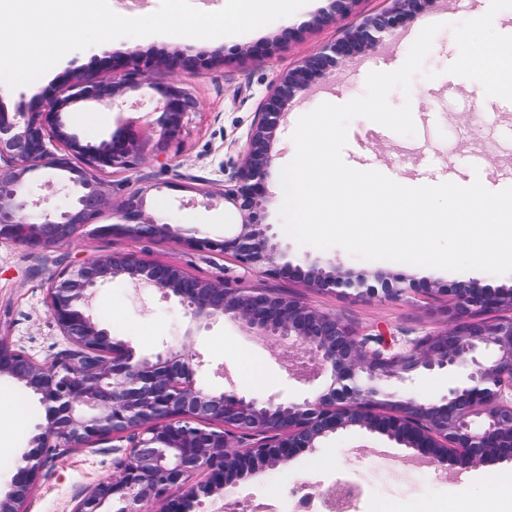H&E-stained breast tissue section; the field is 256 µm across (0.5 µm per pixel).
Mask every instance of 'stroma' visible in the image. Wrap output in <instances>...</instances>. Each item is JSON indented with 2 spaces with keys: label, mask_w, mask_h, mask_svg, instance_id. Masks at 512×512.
Listing matches in <instances>:
<instances>
[{
  "label": "stroma",
  "mask_w": 512,
  "mask_h": 512,
  "mask_svg": "<svg viewBox=\"0 0 512 512\" xmlns=\"http://www.w3.org/2000/svg\"><path fill=\"white\" fill-rule=\"evenodd\" d=\"M392 5V0H355L349 12L337 14L331 0H309L288 19L245 34L217 39L172 35L120 38L67 54L30 84L12 88L0 82V112H18L21 105L68 77L107 79L101 61L109 55L136 51L147 59H161V66L151 73L152 87L137 92V105L110 109L78 103L63 113L62 119L82 143L96 145L113 133L139 129L157 103L156 85L173 82L190 92L199 108L189 115L180 137L171 145L167 168L144 158L134 168L102 174L111 206L96 222L110 223L112 205L127 193L142 189L152 215L166 219L180 233L196 232L220 240L234 231L240 214L232 206L209 199L206 192L222 185L225 169L238 164L247 132L274 82L366 17ZM489 6L490 0H426L402 28L367 48L355 62L299 93L278 130L275 160L267 178L270 198L265 223L271 224L293 264L305 269L336 264L363 277L364 287L309 288L288 278L245 271L232 257L191 250L171 239L134 243L120 236L94 237L83 230L68 246L46 257L29 247L0 245V334L39 360L66 349L67 343L47 310L49 277L82 256L128 248L149 260L182 265L202 278L226 277L247 288L300 295L311 306L336 313L358 333L374 334L383 329L401 343L446 326V289L469 280L512 289V274L412 267L365 260L338 246L326 250L302 246L285 232L279 216L280 171L294 157L291 134L298 119L321 103L344 104L361 96L369 72L400 68L421 30L437 23L442 29L424 63L426 71L434 72V79L416 76L410 96L396 90L389 97L395 106L410 101L415 135L403 136L358 117L349 124L342 157L349 166L369 167L412 187L448 180L467 186L477 179L494 192L512 186V102L499 97L476 101L471 80L447 71L458 56L452 25L486 13ZM199 57L205 59V66H184V59ZM390 284L404 288V295L387 297L384 290ZM97 316L114 339L130 342L137 354L151 357L169 347L198 354L204 365L197 372V381L213 391H234L260 400L278 394L300 402L313 399L319 390L318 384L289 378L284 368L287 344L254 335L229 318L191 331L190 316L183 306L125 280L116 279L99 288ZM245 355L259 365V378L245 379L240 366ZM44 421L45 410L38 399L11 378L0 377L1 496L9 491L15 468ZM117 460L108 442L51 451L26 512H72L93 484L112 475ZM510 476L512 461L460 463L443 472L413 449L350 428L330 435L320 447L307 449L288 466L266 467L241 481L231 501L274 498L282 512H292L295 494L350 481L366 491L357 512H455L462 489L468 492L473 512H512L511 497L486 491L492 479Z\"/></svg>",
  "instance_id": "stroma-1"
}]
</instances>
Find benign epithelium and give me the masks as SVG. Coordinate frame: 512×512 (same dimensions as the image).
<instances>
[{"mask_svg":"<svg viewBox=\"0 0 512 512\" xmlns=\"http://www.w3.org/2000/svg\"><path fill=\"white\" fill-rule=\"evenodd\" d=\"M421 0H395V6L367 18L332 44L282 74L264 98L247 133L239 164L224 171V188L207 191L235 208L241 223L222 241L180 237L192 250H216L239 266L272 278L298 272L263 223L265 179L274 161L272 144L296 92L319 73H330L368 45L399 28ZM156 63L137 53L106 61L109 78L67 81L23 106L10 119L0 113V244L52 250L69 244L107 203L100 174L130 169L146 154L166 164V151L178 139L197 100L183 88H157L161 100L148 116L157 137L136 140L121 133L98 147L81 144L66 130L61 112L80 103L119 106L129 93L153 86ZM53 143L64 147L59 154ZM81 158L75 166L71 157ZM49 168L75 186L65 208L38 210L31 175ZM115 222L91 231L134 241L175 237L171 224L147 212L146 191H134L112 209ZM125 277L137 288H151L190 310L199 326L228 316L258 336L300 345L310 361L292 370L311 382L326 374L317 397L301 403L264 401L234 392L215 393L196 383L202 361L183 350L167 349L154 359L136 355L93 314L97 288ZM312 288H354L363 280L330 271L303 275ZM49 317L69 348L38 361L0 336V376L39 397L46 423L32 437L0 497V512H25L49 448H80L120 441L118 474L100 480L72 512H140L154 501L159 512H188L204 495L225 496L260 466H286L306 448L349 427L364 428L413 448L445 466L460 455L469 462L512 460V290L491 289L476 280L462 282L448 304L442 330L403 345L380 332L360 335L333 312L299 297L245 288L229 279L197 277L180 265L148 261L132 249L84 256L54 273L46 294ZM463 375L439 400L421 403L386 392L392 381H413L425 371ZM178 487L182 493L173 496Z\"/></svg>","mask_w":512,"mask_h":512,"instance_id":"7a95c632","label":"benign epithelium"}]
</instances>
